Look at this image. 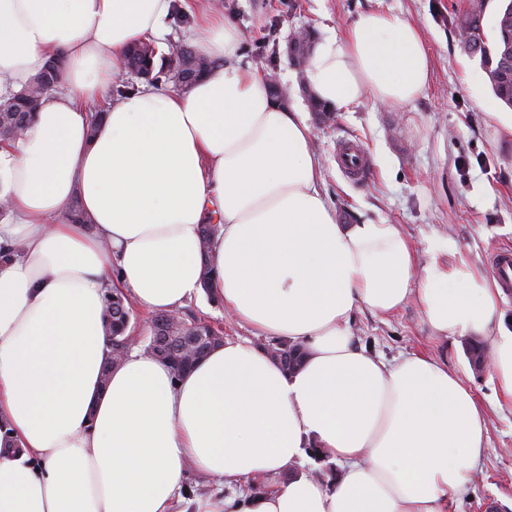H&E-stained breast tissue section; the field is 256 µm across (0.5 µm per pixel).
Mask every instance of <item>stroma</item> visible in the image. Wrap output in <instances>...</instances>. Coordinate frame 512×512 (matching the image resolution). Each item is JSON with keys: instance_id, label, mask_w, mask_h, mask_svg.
I'll list each match as a JSON object with an SVG mask.
<instances>
[{"instance_id": "stroma-1", "label": "stroma", "mask_w": 512, "mask_h": 512, "mask_svg": "<svg viewBox=\"0 0 512 512\" xmlns=\"http://www.w3.org/2000/svg\"><path fill=\"white\" fill-rule=\"evenodd\" d=\"M470 0H213L241 36L245 61L276 75L288 87L289 104L304 110L312 126V149L324 174V191L339 223L363 220L398 224L426 250L435 239H452L473 264L494 268L497 254L512 252V135L504 107L494 96L479 60L460 47L454 25ZM392 11L424 33L432 60L428 87L413 105L399 109L366 97L335 121L318 127L304 93L305 74L288 60L291 35L310 27L316 37L342 33L359 12ZM359 141L372 175L349 180L336 161V147ZM356 341L392 357L430 353L463 372L474 394L494 400L491 372L475 373L462 338L430 336L416 303L394 315L356 313ZM491 451L482 472L453 512H512V408L491 413Z\"/></svg>"}]
</instances>
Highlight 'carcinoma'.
Returning a JSON list of instances; mask_svg holds the SVG:
<instances>
[{"instance_id": "obj_1", "label": "carcinoma", "mask_w": 512, "mask_h": 512, "mask_svg": "<svg viewBox=\"0 0 512 512\" xmlns=\"http://www.w3.org/2000/svg\"><path fill=\"white\" fill-rule=\"evenodd\" d=\"M512 5V0H471L468 10L456 16V27L461 35V48L470 58L479 59L495 96L507 107L512 108V24H502V17ZM493 10L497 22L496 34L488 36L483 24L487 10ZM126 63L151 83H178L180 76L189 75L191 80L200 77L211 62L192 46L187 50L176 48L169 54L158 51L155 43L140 42L129 47ZM64 71V60L51 62L39 75L12 97L0 101V141L18 139L34 112L42 105V95L50 94L60 83ZM130 312L124 294L115 290L107 298L106 314L112 324V353L118 354L127 348L129 337L126 313ZM181 320L186 326L173 330L166 313L154 317L155 328L169 336L166 345L160 349L145 347V353L169 365L174 376L189 370L194 363L209 351L222 345L207 323L183 312ZM271 358L284 369L293 371L302 362L301 348L286 340L279 339L265 345Z\"/></svg>"}]
</instances>
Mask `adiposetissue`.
Returning <instances> with one entry per match:
<instances>
[{"label": "adipose tissue", "instance_id": "obj_1", "mask_svg": "<svg viewBox=\"0 0 512 512\" xmlns=\"http://www.w3.org/2000/svg\"><path fill=\"white\" fill-rule=\"evenodd\" d=\"M179 10L208 71L186 90L113 96L126 48L161 39ZM239 44L205 0H0L1 97L66 60L61 88L0 143V246L20 248L0 255V421L14 442L0 448V512H450L481 472L491 406L465 376L434 355L386 360L351 324L416 302L431 336L484 341L495 404L512 405L496 275L448 238L423 259L400 225L338 223L304 113L269 97ZM305 72L336 109L366 96L404 108L431 59L416 25L369 9ZM75 196L83 226L66 217ZM115 288L156 312L210 292L247 334L179 377L134 347L102 381ZM259 337L302 345V366L283 369ZM313 449L336 480L303 471ZM189 465L220 492L188 497Z\"/></svg>", "mask_w": 512, "mask_h": 512}]
</instances>
